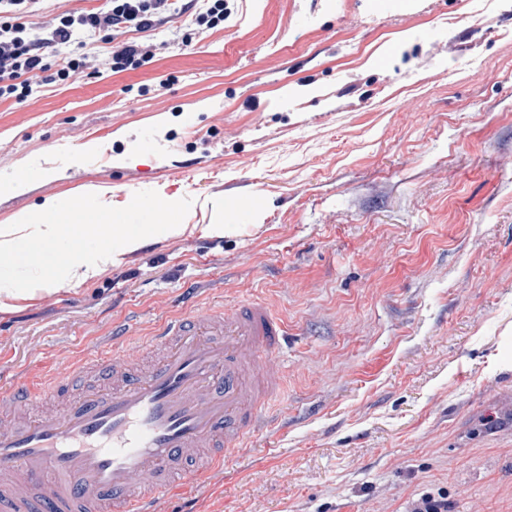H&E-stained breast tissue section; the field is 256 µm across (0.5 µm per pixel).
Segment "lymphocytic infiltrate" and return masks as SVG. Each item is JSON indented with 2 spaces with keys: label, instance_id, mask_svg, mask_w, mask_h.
I'll return each mask as SVG.
<instances>
[{
  "label": "lymphocytic infiltrate",
  "instance_id": "f902f5d3",
  "mask_svg": "<svg viewBox=\"0 0 512 512\" xmlns=\"http://www.w3.org/2000/svg\"><path fill=\"white\" fill-rule=\"evenodd\" d=\"M40 0H0V96L17 94L27 100L42 88L66 79L71 71L88 67L94 51L64 58L51 70L45 54L69 46L78 33L94 37L123 34L127 40L112 51L109 68L120 73L151 63L158 46L149 33L173 10L172 0H109L106 9L81 15L61 13L56 23L33 33L25 18Z\"/></svg>",
  "mask_w": 512,
  "mask_h": 512
}]
</instances>
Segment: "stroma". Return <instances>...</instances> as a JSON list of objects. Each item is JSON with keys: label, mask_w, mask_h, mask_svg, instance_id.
<instances>
[{"label": "stroma", "mask_w": 512, "mask_h": 512, "mask_svg": "<svg viewBox=\"0 0 512 512\" xmlns=\"http://www.w3.org/2000/svg\"><path fill=\"white\" fill-rule=\"evenodd\" d=\"M228 6L200 35L175 13L139 69L0 97V182L37 174L0 228L52 197L192 201L81 285L0 301V370L220 276L211 299L287 319L288 399L162 512H512V0Z\"/></svg>", "instance_id": "35a3bbf8"}]
</instances>
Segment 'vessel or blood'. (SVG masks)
Masks as SVG:
<instances>
[{
    "label": "vessel or blood",
    "mask_w": 512,
    "mask_h": 512,
    "mask_svg": "<svg viewBox=\"0 0 512 512\" xmlns=\"http://www.w3.org/2000/svg\"><path fill=\"white\" fill-rule=\"evenodd\" d=\"M287 337L261 300L187 302L150 331L99 337L49 378L12 383L0 408L20 413L76 375L99 379L0 429V512H160L175 486L206 479L272 421Z\"/></svg>",
    "instance_id": "vessel-or-blood-1"
}]
</instances>
